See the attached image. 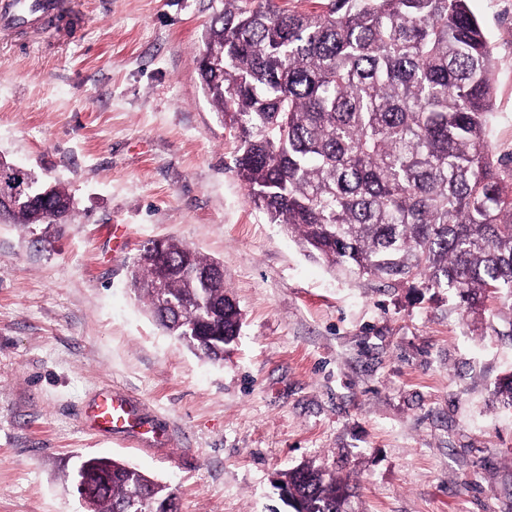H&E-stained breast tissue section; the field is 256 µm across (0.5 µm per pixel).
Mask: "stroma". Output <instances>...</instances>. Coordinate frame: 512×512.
Returning a JSON list of instances; mask_svg holds the SVG:
<instances>
[{
	"instance_id": "35a3bbf8",
	"label": "stroma",
	"mask_w": 512,
	"mask_h": 512,
	"mask_svg": "<svg viewBox=\"0 0 512 512\" xmlns=\"http://www.w3.org/2000/svg\"><path fill=\"white\" fill-rule=\"evenodd\" d=\"M0 31V157L71 195L64 224L0 223V512H86L82 460L119 459L181 512H291L307 465L353 512H512L506 320L447 291L345 277L250 202L195 58L220 0H63ZM495 61L491 143L512 157V0H469ZM217 260L242 314L212 361L130 285L142 245ZM126 395L150 434L83 412Z\"/></svg>"
}]
</instances>
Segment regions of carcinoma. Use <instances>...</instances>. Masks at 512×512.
Listing matches in <instances>:
<instances>
[{
	"label": "carcinoma",
	"instance_id": "1",
	"mask_svg": "<svg viewBox=\"0 0 512 512\" xmlns=\"http://www.w3.org/2000/svg\"><path fill=\"white\" fill-rule=\"evenodd\" d=\"M469 0H326L309 12L224 0L198 59L202 85L237 135L236 175L272 224L307 255L395 287L446 289L467 311L498 304L512 337V166L495 157L493 53ZM29 198L6 219L67 221L60 186L0 160ZM135 262V292L168 334L218 360L240 312L216 261L174 240ZM90 512H150L177 495L110 458L81 464ZM305 512H341L347 484L305 466L288 472Z\"/></svg>",
	"mask_w": 512,
	"mask_h": 512
}]
</instances>
